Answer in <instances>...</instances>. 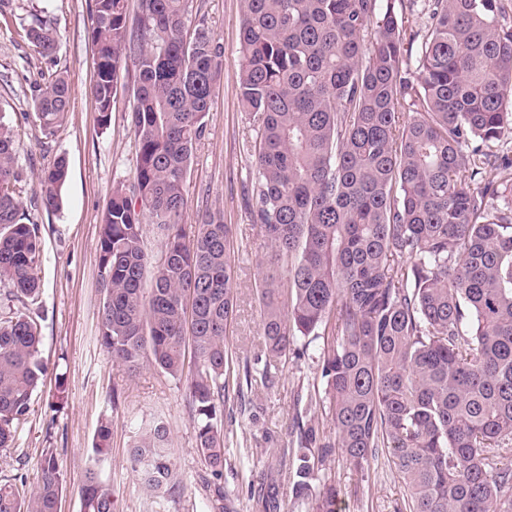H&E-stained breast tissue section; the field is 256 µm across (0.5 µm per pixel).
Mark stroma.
<instances>
[{
    "mask_svg": "<svg viewBox=\"0 0 512 512\" xmlns=\"http://www.w3.org/2000/svg\"><path fill=\"white\" fill-rule=\"evenodd\" d=\"M32 3L47 7L54 19V69L67 77L72 93L67 120L50 137L28 117L29 86L47 69L21 27ZM192 11L205 18L222 56L207 126L187 172L183 224L187 233H194L202 215L218 210L230 227L237 307L226 345L238 363H251L264 355L260 282L270 255L250 217L258 128L239 105L241 2L193 0ZM90 27V0H10L0 9V119L15 133L16 164L26 178V216L39 225L45 241L37 312L47 363L13 447L0 450V478H34L51 449L68 480L60 512H80V480L92 465L112 493L115 512H266L269 500L277 503V512H311V504L291 494L293 467L282 460L281 451L294 446L296 421L334 432L326 403L306 400L323 387L319 342L310 343L304 356L281 362L271 385L254 387L243 399L226 403L223 477L214 484L196 451L188 377L173 378L150 364L129 375L97 340L103 305L99 225L113 183L132 178L135 171L128 114L137 59H124L110 126L100 130L92 94L96 60ZM60 159L68 167L60 209L33 206L39 175ZM106 417L112 420L111 451L98 461L92 446ZM155 420L169 425L172 461L180 478L177 493L160 506L146 495L129 462L134 432ZM324 475L341 492V512H396L406 496L403 479L383 456L360 471L337 454Z\"/></svg>",
    "mask_w": 512,
    "mask_h": 512,
    "instance_id": "stroma-1",
    "label": "stroma"
}]
</instances>
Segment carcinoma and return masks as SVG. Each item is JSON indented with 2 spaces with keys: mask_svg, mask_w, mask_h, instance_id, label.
<instances>
[{
  "mask_svg": "<svg viewBox=\"0 0 512 512\" xmlns=\"http://www.w3.org/2000/svg\"><path fill=\"white\" fill-rule=\"evenodd\" d=\"M242 108L257 124L252 222L271 252L260 283L266 355L260 377L230 383L226 329L235 312L229 228L201 217L187 238L184 183L206 127L221 46L204 21L184 33L192 0H92L98 124L111 122L123 59L138 75L129 122L133 180L112 188L99 231L104 294L99 340L134 374L150 363L173 378L193 370L196 449L224 469L221 417L230 390L270 378L300 337L323 339L321 377L335 437L299 424L292 495L339 512L336 484L318 477L336 449L362 470L379 454L404 480L400 512H512V0H431L426 39L396 0H241ZM373 31L371 40L365 39ZM24 36L38 57L57 50L51 20ZM66 77L31 85L45 136L65 120ZM494 171L498 178L487 180ZM57 161L33 205L56 211L67 179ZM13 129L0 121V448L31 410L47 364L38 303L44 253L26 222ZM497 201L495 209L490 200ZM144 224L163 234L157 261ZM101 422L92 452L110 447ZM130 461L143 489H178L167 426L140 427ZM67 475L47 450L36 481L0 482V512H59ZM82 512H114L96 466L80 482Z\"/></svg>",
  "mask_w": 512,
  "mask_h": 512,
  "instance_id": "cac0c4a2",
  "label": "carcinoma"
}]
</instances>
